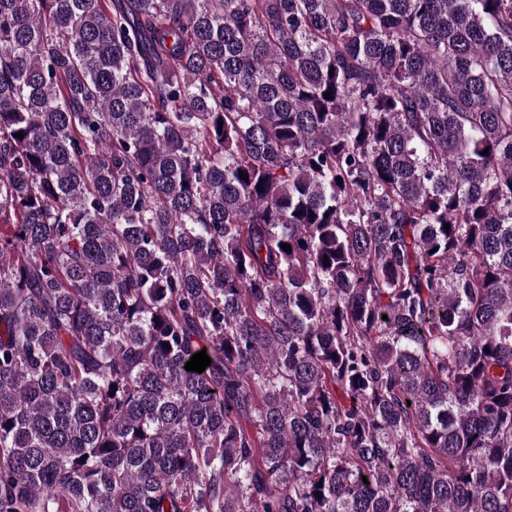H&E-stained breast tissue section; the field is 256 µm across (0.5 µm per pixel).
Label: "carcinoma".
<instances>
[{"label":"carcinoma","mask_w":512,"mask_h":512,"mask_svg":"<svg viewBox=\"0 0 512 512\" xmlns=\"http://www.w3.org/2000/svg\"><path fill=\"white\" fill-rule=\"evenodd\" d=\"M0 512H512V0H0Z\"/></svg>","instance_id":"1"}]
</instances>
